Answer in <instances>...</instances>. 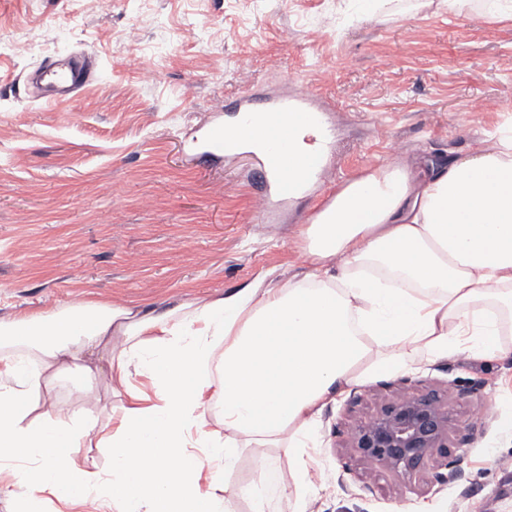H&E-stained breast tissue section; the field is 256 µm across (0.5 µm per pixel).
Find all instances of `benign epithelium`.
I'll list each match as a JSON object with an SVG mask.
<instances>
[{
	"instance_id": "obj_1",
	"label": "benign epithelium",
	"mask_w": 512,
	"mask_h": 512,
	"mask_svg": "<svg viewBox=\"0 0 512 512\" xmlns=\"http://www.w3.org/2000/svg\"><path fill=\"white\" fill-rule=\"evenodd\" d=\"M450 422L448 400L439 392L401 394L350 428V447L361 458L404 476L420 472L438 454L445 458L448 474L436 472L432 480L449 482L462 475L448 450Z\"/></svg>"
}]
</instances>
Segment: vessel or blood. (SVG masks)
<instances>
[{
	"mask_svg": "<svg viewBox=\"0 0 512 512\" xmlns=\"http://www.w3.org/2000/svg\"><path fill=\"white\" fill-rule=\"evenodd\" d=\"M95 77L93 59L83 53L63 63L47 61L38 69L33 81L49 87V102L63 104L71 101ZM226 109L232 112V121H214L193 139L192 146L205 156L219 158L233 152L239 142L255 136L259 127L270 130L267 148L260 160L263 186L254 194L258 215H265L273 198L288 195L294 189L287 171L289 139L282 136V129L291 123L319 122L321 113L330 111L331 106L317 93L304 90L291 96L246 93L234 98Z\"/></svg>",
	"mask_w": 512,
	"mask_h": 512,
	"instance_id": "b4317fda",
	"label": "vessel or blood"
}]
</instances>
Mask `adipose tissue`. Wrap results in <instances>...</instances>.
Returning a JSON list of instances; mask_svg holds the SVG:
<instances>
[{"label":"adipose tissue","instance_id":"1","mask_svg":"<svg viewBox=\"0 0 512 512\" xmlns=\"http://www.w3.org/2000/svg\"><path fill=\"white\" fill-rule=\"evenodd\" d=\"M301 235L305 283L257 281L156 314L88 303L0 321V495L13 492L6 468L25 461L35 493L16 512H39L46 490L71 510L97 495L122 512H233L231 498L201 494L205 462L232 468L253 441L303 446L364 361L396 373L512 353L500 341L512 327L511 125L438 163L389 160L329 195ZM71 368L86 393L105 376L129 397L99 482L73 459L93 420L54 405L31 414L42 381ZM136 374L154 400L131 387ZM214 405L220 439L204 417Z\"/></svg>","mask_w":512,"mask_h":512}]
</instances>
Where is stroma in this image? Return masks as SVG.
<instances>
[{
    "mask_svg": "<svg viewBox=\"0 0 512 512\" xmlns=\"http://www.w3.org/2000/svg\"><path fill=\"white\" fill-rule=\"evenodd\" d=\"M347 0H0V321L90 300L150 311L310 270L298 231L342 185L390 158L385 125L406 160H440L512 116V21L428 5L413 15L351 22ZM32 51L19 54L18 40ZM73 51L97 79L70 102L31 99L28 72ZM155 63L142 77L143 56ZM308 88L335 106L328 173L271 223L252 194L260 166L244 153L199 158L188 138L241 92ZM459 388L449 429L460 478L429 484L363 460L349 427L398 391ZM123 390L100 379L43 382L53 403L98 428ZM512 356H454L394 374L366 373L322 411L308 447L242 449L233 469L207 463L201 484L242 490L260 465L286 493L276 512H512ZM304 461L298 471L296 461Z\"/></svg>",
    "mask_w": 512,
    "mask_h": 512,
    "instance_id": "1",
    "label": "stroma"
}]
</instances>
